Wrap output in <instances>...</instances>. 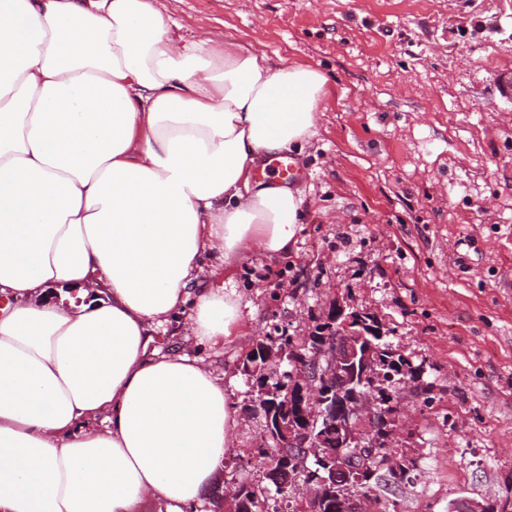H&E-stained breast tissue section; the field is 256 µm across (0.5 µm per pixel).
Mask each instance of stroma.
Wrapping results in <instances>:
<instances>
[{
  "instance_id": "1",
  "label": "stroma",
  "mask_w": 512,
  "mask_h": 512,
  "mask_svg": "<svg viewBox=\"0 0 512 512\" xmlns=\"http://www.w3.org/2000/svg\"><path fill=\"white\" fill-rule=\"evenodd\" d=\"M181 35L322 73L323 114L292 188L304 218L292 256L253 253L226 290L246 336L200 357L224 374L240 425L204 508L241 480L256 392L255 339L308 335L336 303L371 313L419 374L404 380L389 442L417 469L379 481L386 512H449L512 493V0H164Z\"/></svg>"
}]
</instances>
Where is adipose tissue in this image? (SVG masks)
Instances as JSON below:
<instances>
[{
	"mask_svg": "<svg viewBox=\"0 0 512 512\" xmlns=\"http://www.w3.org/2000/svg\"><path fill=\"white\" fill-rule=\"evenodd\" d=\"M162 8L0 0V512H189L233 445L223 375L154 334L246 335L212 279L292 251L303 198L253 173L302 153L326 79Z\"/></svg>",
	"mask_w": 512,
	"mask_h": 512,
	"instance_id": "adipose-tissue-1",
	"label": "adipose tissue"
}]
</instances>
